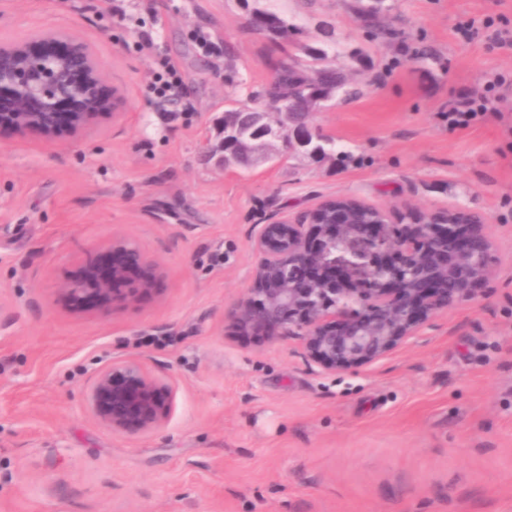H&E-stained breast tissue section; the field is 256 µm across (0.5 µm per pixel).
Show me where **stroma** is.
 Returning <instances> with one entry per match:
<instances>
[{
  "mask_svg": "<svg viewBox=\"0 0 512 512\" xmlns=\"http://www.w3.org/2000/svg\"><path fill=\"white\" fill-rule=\"evenodd\" d=\"M358 4L279 0L303 33L275 41L248 27L249 0H0V42H84L127 101L77 138L0 131V512H512V136L441 117L493 76L512 116V45L496 38L512 0H384L376 30ZM311 47L357 91L309 118L334 150L246 172L207 156L228 102L272 59L310 66ZM163 57L194 106L173 120L155 107ZM342 197L486 214L498 266L489 298L377 364L318 375L299 342L235 335L226 314L251 285L258 225ZM115 237L160 263L163 293L107 316L60 300ZM128 354L176 389L166 425L135 441L87 402Z\"/></svg>",
  "mask_w": 512,
  "mask_h": 512,
  "instance_id": "obj_1",
  "label": "stroma"
}]
</instances>
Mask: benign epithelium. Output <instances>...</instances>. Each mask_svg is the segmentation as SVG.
<instances>
[{"label": "benign epithelium", "instance_id": "benign-epithelium-1", "mask_svg": "<svg viewBox=\"0 0 512 512\" xmlns=\"http://www.w3.org/2000/svg\"><path fill=\"white\" fill-rule=\"evenodd\" d=\"M0 44V129L53 140L80 135L125 108L118 91H103L89 47L59 33ZM320 99L311 94L280 108L224 113V139L209 150L224 166H254L279 156L278 144L308 146L307 119ZM362 201L329 199L294 219L262 224L253 239V281L229 310L241 334L298 340L303 359L321 374L373 365L413 338L421 324L483 296L494 274L495 244L484 215L465 208L408 210L400 223L374 208L359 223ZM107 267L84 263L65 281L67 301L95 304L109 315L162 291L164 272L134 242L115 238ZM172 383L141 356H121L101 369L89 392L94 418L136 439L161 429L175 407Z\"/></svg>", "mask_w": 512, "mask_h": 512}]
</instances>
